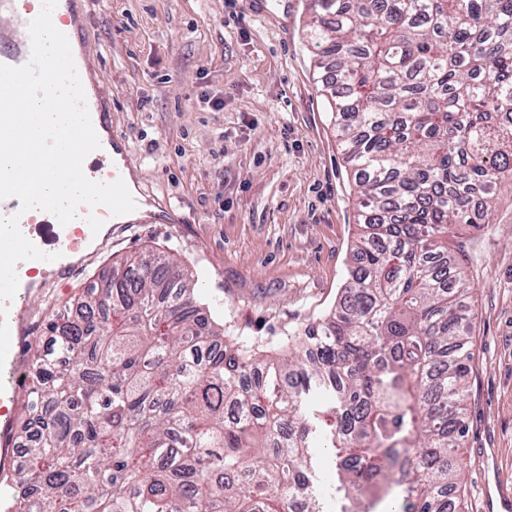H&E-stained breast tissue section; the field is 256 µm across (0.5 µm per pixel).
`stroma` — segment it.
<instances>
[{
	"mask_svg": "<svg viewBox=\"0 0 512 512\" xmlns=\"http://www.w3.org/2000/svg\"><path fill=\"white\" fill-rule=\"evenodd\" d=\"M310 5L260 17L251 0H91L82 36L112 130L136 187L179 220L111 225L69 278L43 275L25 356L55 311L114 262L152 250L189 270L225 335L265 350L334 308L359 232L357 197L315 79ZM448 240L474 283L465 512H506L485 488L512 492V183L488 217Z\"/></svg>",
	"mask_w": 512,
	"mask_h": 512,
	"instance_id": "35a3bbf8",
	"label": "stroma"
}]
</instances>
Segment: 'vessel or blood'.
Returning <instances> with one entry per match:
<instances>
[{
  "label": "vessel or blood",
  "instance_id": "b4317fda",
  "mask_svg": "<svg viewBox=\"0 0 512 512\" xmlns=\"http://www.w3.org/2000/svg\"><path fill=\"white\" fill-rule=\"evenodd\" d=\"M33 9L18 10L16 0H0V64L13 67L24 65L31 54L29 24L36 17ZM54 26H65L72 55L85 92L86 104L101 147L86 157L87 169L97 174L99 181L112 182L125 178L128 160L125 150L112 134V114L105 98L84 66L86 45L81 38L88 16L75 11L74 0H58L52 14ZM18 198L0 201V215L19 214V226L26 238L41 251L55 254L51 270L62 273L67 269L63 259L76 253L92 232L93 225L109 220L127 223V216H113L105 206L79 209L78 223L63 226L56 217L41 210L20 212ZM29 288L18 289L8 302L6 316L0 317V491L13 484L16 473L13 455V433L16 425L20 387L27 374L23 346L27 341L28 326L25 318L26 302L31 296Z\"/></svg>",
  "mask_w": 512,
  "mask_h": 512
}]
</instances>
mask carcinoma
<instances>
[{
  "instance_id": "1",
  "label": "carcinoma",
  "mask_w": 512,
  "mask_h": 512,
  "mask_svg": "<svg viewBox=\"0 0 512 512\" xmlns=\"http://www.w3.org/2000/svg\"><path fill=\"white\" fill-rule=\"evenodd\" d=\"M307 38L357 187L340 302L271 354L166 254L125 258L49 320L12 512H323L321 446L336 512L379 490L464 512L473 286L448 229L512 181V0H313Z\"/></svg>"
}]
</instances>
